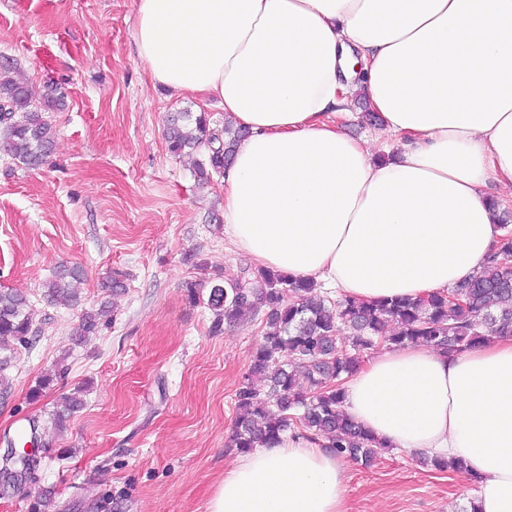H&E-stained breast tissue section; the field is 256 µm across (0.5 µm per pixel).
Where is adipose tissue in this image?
<instances>
[{
    "mask_svg": "<svg viewBox=\"0 0 512 512\" xmlns=\"http://www.w3.org/2000/svg\"><path fill=\"white\" fill-rule=\"evenodd\" d=\"M152 79L247 129L224 235L256 267L371 302L447 294L512 205V0H139ZM363 95L403 149L338 121ZM502 190L490 199L485 188ZM387 446L462 462L473 512H512V337L390 348L342 385ZM347 470L291 436L237 456L207 512H346Z\"/></svg>",
    "mask_w": 512,
    "mask_h": 512,
    "instance_id": "adipose-tissue-1",
    "label": "adipose tissue"
}]
</instances>
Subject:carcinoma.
Wrapping results in <instances>:
<instances>
[{"label": "carcinoma", "mask_w": 512, "mask_h": 512, "mask_svg": "<svg viewBox=\"0 0 512 512\" xmlns=\"http://www.w3.org/2000/svg\"><path fill=\"white\" fill-rule=\"evenodd\" d=\"M0 64V154L17 165H43L56 145L51 114L66 106L65 94L37 99L29 87ZM247 135L226 124L211 126L206 113L180 112L166 128L168 151L193 157L200 184L224 176L237 144ZM512 254V235L503 236L472 275L453 292L467 298L451 303L446 294L416 301L397 299L364 303L340 296L332 300L316 285L268 269L243 268L233 279L211 286L206 305L213 314L211 331L244 318L263 316L266 332L255 347L249 373L236 392L243 414L235 422L233 443L242 453L270 447L291 433L336 455L371 466L385 449L343 409L344 377L361 366L362 353L379 344H419L448 353L483 344L490 336H512V267L500 256ZM83 278L78 266H61L44 286L52 305L76 307L81 296L74 284ZM110 301L83 311L73 344L86 345L111 321ZM38 333L25 295L0 290V393L10 388L6 371L21 350L32 347ZM307 381L302 387L299 378ZM84 389L60 394L51 424L63 428L85 406Z\"/></svg>", "instance_id": "obj_1"}]
</instances>
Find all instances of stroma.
<instances>
[{
	"instance_id": "1",
	"label": "stroma",
	"mask_w": 512,
	"mask_h": 512,
	"mask_svg": "<svg viewBox=\"0 0 512 512\" xmlns=\"http://www.w3.org/2000/svg\"><path fill=\"white\" fill-rule=\"evenodd\" d=\"M138 0H0V56L14 59L36 94L61 89L55 150L37 170L0 155V289L35 311L38 337L8 371L0 434L47 423L57 395L86 387L85 407L36 450L32 481L0 483V512H35L52 488L56 512H207L238 414L235 393L265 326L255 318L211 331L190 282L211 287L249 266L224 238V184L199 185L172 157L164 131L174 112L224 105L153 85L134 43ZM63 261L83 267L81 308L49 306L44 284ZM120 277L113 321L84 347L71 334L101 282ZM51 390L32 391L56 362ZM475 486L419 457L389 449L348 465L347 512H466Z\"/></svg>"
}]
</instances>
